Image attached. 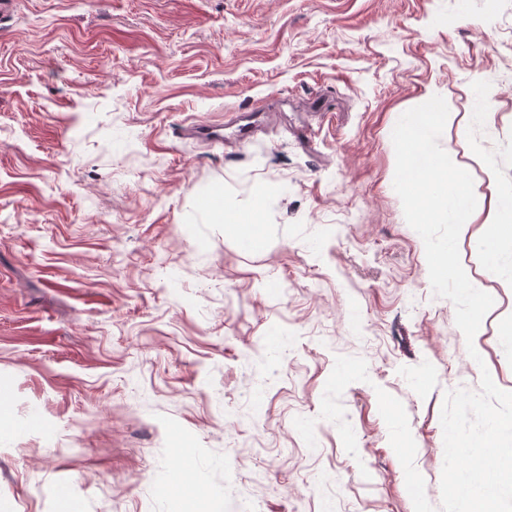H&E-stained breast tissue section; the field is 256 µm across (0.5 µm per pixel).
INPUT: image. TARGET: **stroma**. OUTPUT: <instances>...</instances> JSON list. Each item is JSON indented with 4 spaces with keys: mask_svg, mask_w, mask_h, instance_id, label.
Wrapping results in <instances>:
<instances>
[{
    "mask_svg": "<svg viewBox=\"0 0 512 512\" xmlns=\"http://www.w3.org/2000/svg\"><path fill=\"white\" fill-rule=\"evenodd\" d=\"M436 95L494 299L470 343L393 187V129ZM506 190L512 0H17L0 512H441L445 394L512 392V283L479 248Z\"/></svg>",
    "mask_w": 512,
    "mask_h": 512,
    "instance_id": "obj_1",
    "label": "stroma"
}]
</instances>
